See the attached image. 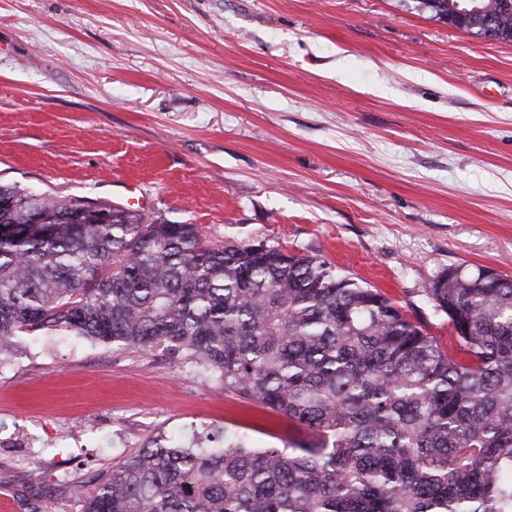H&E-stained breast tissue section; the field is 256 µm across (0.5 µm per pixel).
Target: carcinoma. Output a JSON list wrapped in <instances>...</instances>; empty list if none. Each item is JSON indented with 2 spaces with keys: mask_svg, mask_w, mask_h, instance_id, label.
<instances>
[{
  "mask_svg": "<svg viewBox=\"0 0 512 512\" xmlns=\"http://www.w3.org/2000/svg\"><path fill=\"white\" fill-rule=\"evenodd\" d=\"M449 3L415 9L512 41V0ZM422 293L446 350L315 256L0 183V350L47 331L161 352L306 434H160L75 487L78 512H512V277L450 266Z\"/></svg>",
  "mask_w": 512,
  "mask_h": 512,
  "instance_id": "carcinoma-1",
  "label": "carcinoma"
}]
</instances>
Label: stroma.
Listing matches in <instances>:
<instances>
[{
    "instance_id": "1",
    "label": "stroma",
    "mask_w": 512,
    "mask_h": 512,
    "mask_svg": "<svg viewBox=\"0 0 512 512\" xmlns=\"http://www.w3.org/2000/svg\"><path fill=\"white\" fill-rule=\"evenodd\" d=\"M0 181L312 254L427 322L451 266L512 276V43L405 0H0ZM0 366V489L75 512L158 432L288 442L166 355L62 333Z\"/></svg>"
}]
</instances>
